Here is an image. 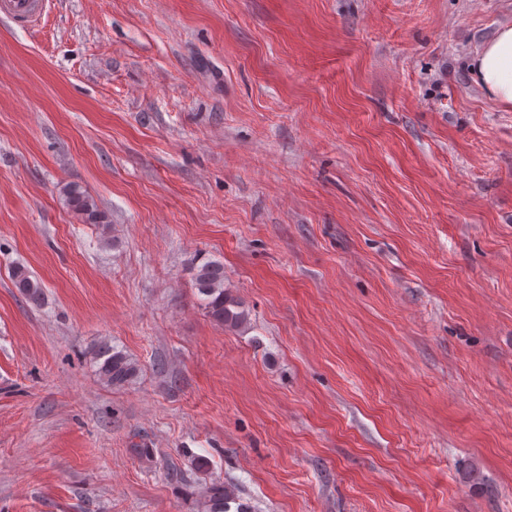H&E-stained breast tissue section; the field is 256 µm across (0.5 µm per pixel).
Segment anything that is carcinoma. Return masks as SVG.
Returning <instances> with one entry per match:
<instances>
[{"mask_svg":"<svg viewBox=\"0 0 512 512\" xmlns=\"http://www.w3.org/2000/svg\"><path fill=\"white\" fill-rule=\"evenodd\" d=\"M65 197L68 207L83 223L107 227L106 216L81 185L66 186ZM192 270L194 285L201 295V306L206 314L226 329L245 325L248 311L231 291L224 288V264L208 260L193 265ZM11 281L21 295L34 303L39 302L43 294L42 285L27 268L14 267ZM96 360L98 375L110 386L122 387L138 376V365L121 352L108 348L99 352ZM233 507L236 512H248L247 507L237 501L235 493L224 482L216 480L207 487L206 512H231Z\"/></svg>","mask_w":512,"mask_h":512,"instance_id":"carcinoma-1","label":"carcinoma"}]
</instances>
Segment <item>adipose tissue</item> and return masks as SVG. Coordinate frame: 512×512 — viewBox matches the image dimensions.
Listing matches in <instances>:
<instances>
[{
    "label": "adipose tissue",
    "instance_id": "1",
    "mask_svg": "<svg viewBox=\"0 0 512 512\" xmlns=\"http://www.w3.org/2000/svg\"><path fill=\"white\" fill-rule=\"evenodd\" d=\"M469 65L474 83L503 109L512 110V22L502 23Z\"/></svg>",
    "mask_w": 512,
    "mask_h": 512
}]
</instances>
